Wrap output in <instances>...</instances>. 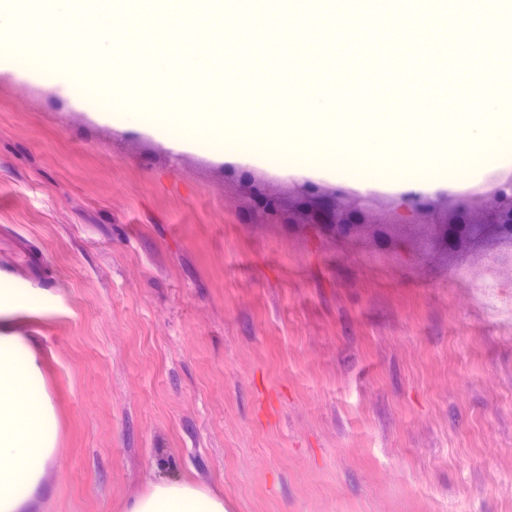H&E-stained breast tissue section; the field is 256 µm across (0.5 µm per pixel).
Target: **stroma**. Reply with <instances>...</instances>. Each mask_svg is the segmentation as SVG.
Segmentation results:
<instances>
[{
    "label": "stroma",
    "instance_id": "stroma-1",
    "mask_svg": "<svg viewBox=\"0 0 512 512\" xmlns=\"http://www.w3.org/2000/svg\"><path fill=\"white\" fill-rule=\"evenodd\" d=\"M281 54L316 96L363 65ZM509 183L228 163L0 68V286L26 299L0 320L59 423L33 512H123L160 476L229 512H512V235L466 202Z\"/></svg>",
    "mask_w": 512,
    "mask_h": 512
}]
</instances>
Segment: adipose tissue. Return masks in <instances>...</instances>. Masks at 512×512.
Instances as JSON below:
<instances>
[{
  "label": "adipose tissue",
  "mask_w": 512,
  "mask_h": 512,
  "mask_svg": "<svg viewBox=\"0 0 512 512\" xmlns=\"http://www.w3.org/2000/svg\"><path fill=\"white\" fill-rule=\"evenodd\" d=\"M58 422L30 344L0 327V512H30L50 494L46 474L57 452ZM125 512H227L224 498L184 478H161L130 499Z\"/></svg>",
  "instance_id": "adipose-tissue-1"
}]
</instances>
